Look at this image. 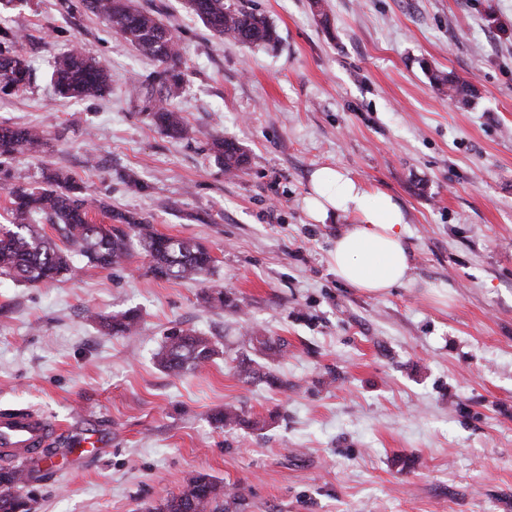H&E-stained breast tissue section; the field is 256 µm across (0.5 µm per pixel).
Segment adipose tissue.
Segmentation results:
<instances>
[{"instance_id":"1","label":"adipose tissue","mask_w":512,"mask_h":512,"mask_svg":"<svg viewBox=\"0 0 512 512\" xmlns=\"http://www.w3.org/2000/svg\"><path fill=\"white\" fill-rule=\"evenodd\" d=\"M306 210L318 224L331 218L348 221L328 253L340 281L369 294L408 281L405 213L391 195L369 189L344 171L323 167L312 176Z\"/></svg>"}]
</instances>
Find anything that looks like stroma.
Segmentation results:
<instances>
[{
    "instance_id": "1",
    "label": "stroma",
    "mask_w": 512,
    "mask_h": 512,
    "mask_svg": "<svg viewBox=\"0 0 512 512\" xmlns=\"http://www.w3.org/2000/svg\"><path fill=\"white\" fill-rule=\"evenodd\" d=\"M154 5L184 52L168 96L196 133L173 140L146 118L134 82L157 62L81 0H14L30 80L0 92V125H36L41 154L0 159L8 187L68 170L83 194L209 248L206 279L160 281L133 254L109 269L74 257L40 288L0 279V410L33 408L66 428L56 470L26 486L36 512H141L202 472L244 496L241 512H512V0H235L274 26L275 47L242 49L183 0ZM79 48L111 91L61 97L56 55ZM470 76L450 103L429 70ZM211 132L250 157L229 175ZM343 170L406 215L410 279L371 296L342 283L328 251L344 219L305 210L310 176ZM235 308H212L205 291ZM138 311L124 336L88 311ZM216 342L206 369L157 364L171 327ZM254 330L283 339L244 382ZM232 403L260 430L212 420ZM102 437L93 453L71 440ZM258 362L256 359L251 358L249 354H243L238 359V363L235 366L237 376L244 381L263 380L270 386L282 387L284 382L270 373H261L256 368Z\"/></svg>"
}]
</instances>
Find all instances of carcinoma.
<instances>
[{
	"instance_id": "obj_1",
	"label": "carcinoma",
	"mask_w": 512,
	"mask_h": 512,
	"mask_svg": "<svg viewBox=\"0 0 512 512\" xmlns=\"http://www.w3.org/2000/svg\"><path fill=\"white\" fill-rule=\"evenodd\" d=\"M190 12L200 18L216 35L233 44L253 48L277 42V34L268 19L252 10L227 3V0H185ZM93 14L103 17L112 31L134 45L144 55L162 66L155 79L174 92L182 82V49L155 12L144 9L134 0H84ZM20 37L0 29V84L22 86L16 76L29 73L19 48ZM52 77L64 98L102 96L110 89L105 69L79 50L55 58ZM430 81L448 100L465 107L476 97V87L453 73L431 71ZM144 111L153 125L168 138L187 139L194 134L182 112L163 99L148 98ZM211 150L224 167L238 173L245 169L248 156L237 143L217 134L208 135ZM44 145V133L32 126L0 125V156L16 153L38 154ZM8 223L0 224V278L38 287L48 285L71 270V254L85 258L93 267L110 268L127 259L134 248H140L148 259V272L160 280H193L209 274L214 258L202 244L187 238L167 236L155 231L151 222L133 213L101 207L109 220L97 224L90 217L95 208L79 195L72 177L57 169L47 173L44 185L30 188L15 185L8 188ZM51 233H46L45 228ZM140 317L127 312L101 320L114 336L135 330ZM246 344L251 354H243L235 366L244 381L261 380L281 387L284 382L256 368L257 359L281 353V344L271 336L253 331ZM219 355L217 345L209 337L174 327L167 331L159 352L158 365L172 376L206 367ZM215 423L224 427L243 426L255 429L259 422L247 418L235 405L227 403L213 415ZM59 449L52 448L30 460L23 467H0V512H31L33 499L22 489L53 471V458ZM242 496L224 489L203 473L189 475L181 489L168 492L147 504L143 512H229L240 504Z\"/></svg>"
}]
</instances>
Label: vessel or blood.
Returning a JSON list of instances; mask_svg holds the SVG:
<instances>
[{
	"mask_svg": "<svg viewBox=\"0 0 512 512\" xmlns=\"http://www.w3.org/2000/svg\"><path fill=\"white\" fill-rule=\"evenodd\" d=\"M60 434L59 424L33 409L0 412V452L16 464L46 454Z\"/></svg>",
	"mask_w": 512,
	"mask_h": 512,
	"instance_id": "1",
	"label": "vessel or blood"
}]
</instances>
